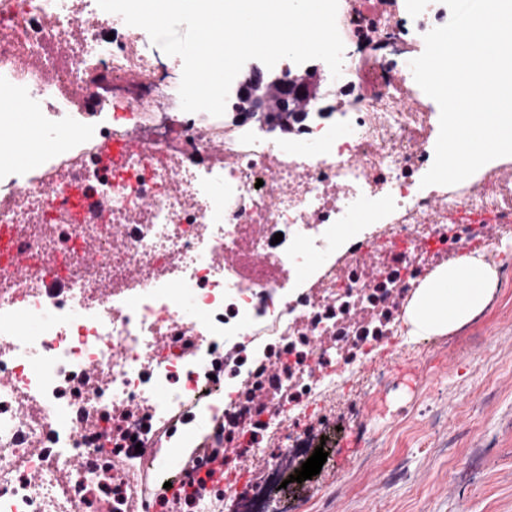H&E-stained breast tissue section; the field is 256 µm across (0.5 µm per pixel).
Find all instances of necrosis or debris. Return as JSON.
I'll list each match as a JSON object with an SVG mask.
<instances>
[{
  "label": "necrosis or debris",
  "mask_w": 512,
  "mask_h": 512,
  "mask_svg": "<svg viewBox=\"0 0 512 512\" xmlns=\"http://www.w3.org/2000/svg\"><path fill=\"white\" fill-rule=\"evenodd\" d=\"M81 14L96 23L77 35ZM447 21L442 0H402L391 13L384 0H339L342 72L325 75L324 92L350 100L338 117L313 113L274 140L249 122L183 112L181 72L145 30L97 0H0V100L41 114L52 139L27 166L0 169V224L17 226L15 246L54 270L79 239H106L108 225L149 200L122 247L77 268L66 294L16 287L0 264V310L14 313L0 318V331L18 317L31 325L0 350V512H130L136 479L149 473L163 484L169 447L195 428V457L225 446L238 466L264 462L268 480L244 490L239 512H272L268 482L305 454L312 414L345 389L386 383L384 365L365 371L368 352L387 343L398 355L426 356L402 340L401 322L428 246L449 251L474 238L477 218L512 233V183L500 167L453 186L421 184L440 113L419 98L410 63L425 34ZM77 86L96 111L73 96ZM130 123L140 124L141 144L107 167L101 143L123 140ZM90 196L109 198L111 212L86 216ZM45 224L56 227L50 246ZM362 243L376 247V272ZM220 249L237 251L238 264L216 266ZM171 254L174 283L155 280ZM133 264L145 273L138 293L93 298L99 281L122 280ZM92 364L105 385L86 383ZM24 393L42 412L22 421ZM89 416L98 428L84 427ZM29 440L42 442V457L28 456ZM75 458L82 466L73 470Z\"/></svg>",
  "instance_id": "1"
}]
</instances>
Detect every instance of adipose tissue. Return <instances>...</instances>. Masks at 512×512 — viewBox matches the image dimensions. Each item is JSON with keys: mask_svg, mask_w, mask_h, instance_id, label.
I'll list each match as a JSON object with an SVG mask.
<instances>
[{"mask_svg": "<svg viewBox=\"0 0 512 512\" xmlns=\"http://www.w3.org/2000/svg\"><path fill=\"white\" fill-rule=\"evenodd\" d=\"M496 272L480 256L464 253L430 275L412 297L408 319L420 335L459 328L488 306Z\"/></svg>", "mask_w": 512, "mask_h": 512, "instance_id": "1", "label": "adipose tissue"}]
</instances>
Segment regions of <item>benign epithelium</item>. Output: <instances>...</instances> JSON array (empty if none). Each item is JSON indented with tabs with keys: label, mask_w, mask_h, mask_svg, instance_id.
<instances>
[{
	"label": "benign epithelium",
	"mask_w": 512,
	"mask_h": 512,
	"mask_svg": "<svg viewBox=\"0 0 512 512\" xmlns=\"http://www.w3.org/2000/svg\"><path fill=\"white\" fill-rule=\"evenodd\" d=\"M320 80L316 69L287 81L276 70L253 66L238 87L236 119L252 121L267 132L286 133L293 128L289 113L316 108Z\"/></svg>",
	"instance_id": "7a95c632"
}]
</instances>
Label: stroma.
<instances>
[{
    "instance_id": "stroma-1",
    "label": "stroma",
    "mask_w": 512,
    "mask_h": 512,
    "mask_svg": "<svg viewBox=\"0 0 512 512\" xmlns=\"http://www.w3.org/2000/svg\"><path fill=\"white\" fill-rule=\"evenodd\" d=\"M485 311L443 335L425 362L378 348L391 382L339 405L313 433L336 431L333 458L291 483L285 512H512V245L494 252Z\"/></svg>"
}]
</instances>
